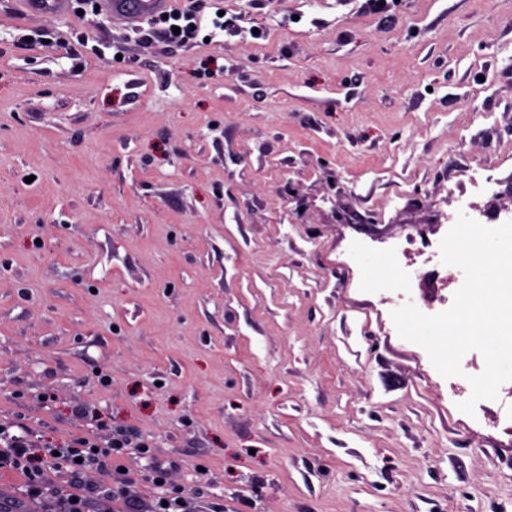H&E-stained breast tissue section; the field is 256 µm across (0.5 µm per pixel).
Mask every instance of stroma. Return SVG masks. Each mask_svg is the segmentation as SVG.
Masks as SVG:
<instances>
[{"label": "stroma", "instance_id": "obj_1", "mask_svg": "<svg viewBox=\"0 0 512 512\" xmlns=\"http://www.w3.org/2000/svg\"><path fill=\"white\" fill-rule=\"evenodd\" d=\"M197 23L0 0V419L135 427L200 512H512V392L464 414L391 319L463 283L449 217L512 214V0ZM164 15H168L167 19H164ZM162 22L169 23L167 27L166 37L171 42L186 43L192 39L193 33L196 31V22H194V15L190 10L184 9H172L159 16ZM170 21H172L170 23ZM173 27L180 28V34L173 33Z\"/></svg>", "mask_w": 512, "mask_h": 512}]
</instances>
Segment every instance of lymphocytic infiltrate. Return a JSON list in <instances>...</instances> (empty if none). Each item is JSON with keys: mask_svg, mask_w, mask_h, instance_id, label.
Listing matches in <instances>:
<instances>
[{"mask_svg": "<svg viewBox=\"0 0 512 512\" xmlns=\"http://www.w3.org/2000/svg\"><path fill=\"white\" fill-rule=\"evenodd\" d=\"M18 422L0 421V469L22 472L26 484L22 497L41 503L44 512H85L89 500L112 498L123 500L125 512H142L138 500L128 498V479L120 461L128 452L151 456V445L135 428L116 429L107 442L82 436L62 443L36 442L22 432ZM68 471L74 478V492L52 489L46 481L48 469ZM170 471L154 467L149 475L158 491L151 512H190L191 502L199 489L174 490L170 487Z\"/></svg>", "mask_w": 512, "mask_h": 512, "instance_id": "1", "label": "lymphocytic infiltrate"}]
</instances>
